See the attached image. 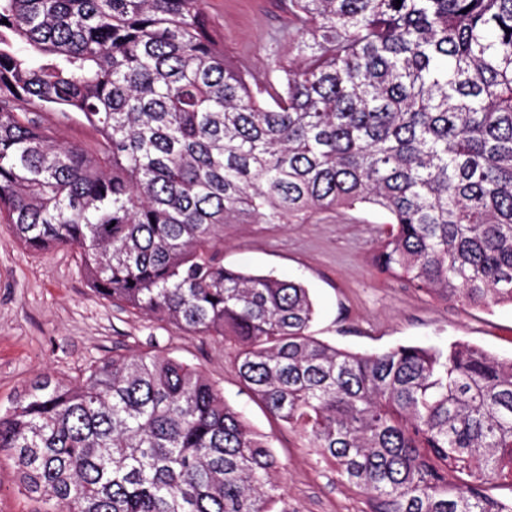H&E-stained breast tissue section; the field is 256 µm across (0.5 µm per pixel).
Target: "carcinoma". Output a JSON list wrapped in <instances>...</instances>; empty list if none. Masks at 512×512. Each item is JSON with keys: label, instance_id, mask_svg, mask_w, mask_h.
Wrapping results in <instances>:
<instances>
[{"label": "carcinoma", "instance_id": "cac0c4a2", "mask_svg": "<svg viewBox=\"0 0 512 512\" xmlns=\"http://www.w3.org/2000/svg\"><path fill=\"white\" fill-rule=\"evenodd\" d=\"M288 59L224 58L205 0H0V220L78 250L104 300L237 348L247 389L370 512H512V359L361 354L301 283L224 266L231 224L387 217L379 272L512 306V0H288ZM7 23H1V20ZM77 114L94 152L57 139ZM50 512H273L279 464L201 372L148 353L44 376L0 412Z\"/></svg>", "mask_w": 512, "mask_h": 512}]
</instances>
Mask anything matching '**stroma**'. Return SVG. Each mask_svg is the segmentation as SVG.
Returning a JSON list of instances; mask_svg holds the SVG:
<instances>
[{"label":"stroma","mask_w":512,"mask_h":512,"mask_svg":"<svg viewBox=\"0 0 512 512\" xmlns=\"http://www.w3.org/2000/svg\"><path fill=\"white\" fill-rule=\"evenodd\" d=\"M206 10L225 56L244 69L264 71L287 57L285 0H206ZM385 221L359 208L304 224L239 225L224 232V263L302 283L315 307L311 334L337 347L371 353L463 340L512 359V306L465 309L377 271L372 257ZM115 353H157L198 368L252 429L269 436L282 467L285 512H369L366 497L342 484L307 438L252 396L238 376L235 346L113 306L94 293L74 250H25L0 222V407L37 375L71 380ZM47 508L19 493L13 462L1 453L0 512Z\"/></svg>","instance_id":"35a3bbf8"}]
</instances>
